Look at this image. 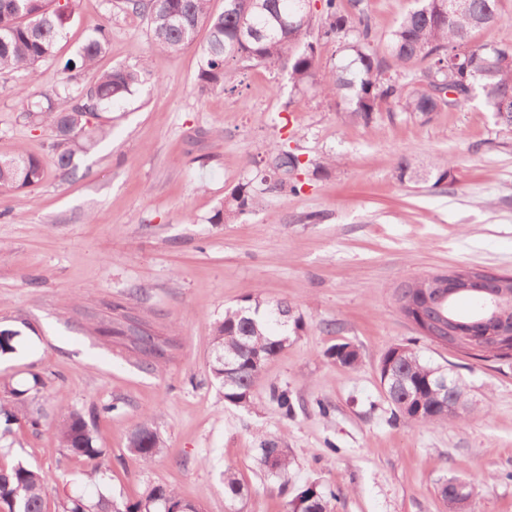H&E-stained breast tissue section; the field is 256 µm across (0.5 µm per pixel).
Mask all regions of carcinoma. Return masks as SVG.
I'll return each mask as SVG.
<instances>
[{"instance_id":"cac0c4a2","label":"carcinoma","mask_w":512,"mask_h":512,"mask_svg":"<svg viewBox=\"0 0 512 512\" xmlns=\"http://www.w3.org/2000/svg\"><path fill=\"white\" fill-rule=\"evenodd\" d=\"M76 0H0V70H33L55 59L56 46L73 15ZM353 0L357 12L348 11L340 0H323L324 22L311 37L312 16L307 0H224V11L215 14L210 0H121L120 9L144 17L153 43L169 52H179L193 44L199 29H208L197 74L203 89L226 88L228 65L256 63L288 70L296 90H312L336 99L350 120L371 124L385 105H393L413 118L427 119L442 107H459L480 100L492 112L496 123L512 130V44L474 45L471 33L481 27L509 22L500 0H413L392 29L385 48L371 40V21ZM323 39L334 40L346 62L328 71H317V46ZM110 42V28L95 26V37L81 49L78 58L60 64L62 87L72 94L73 105L56 111L51 98L33 104L26 113L32 125L50 130L55 137L51 162L67 174L75 170L74 159L89 150L97 138L108 133L99 122L100 111L125 98L142 84L150 70L147 63L136 68L115 67L101 73L95 82L82 88L71 87L75 75L96 66ZM456 94L448 98L446 92ZM45 160L23 149L11 156H0V189L25 191L44 179ZM269 174L263 178L265 191L286 188L302 190V163L299 156L277 145L271 147ZM401 181L426 182L435 178L438 186L451 177L449 164L436 171L414 163L411 155H401L395 166ZM260 203L252 183L239 184L210 218L214 224H232ZM420 280L406 282L402 295L420 303L422 312L433 323H444L441 315L465 323L451 345L462 347L477 359L512 360V343L492 347L484 339L487 325L471 326L472 314L459 308L474 298L466 293L448 300L442 309L433 294L423 296ZM292 313L286 302L271 304L252 291L242 304L224 311L213 324L209 372L224 391V400L238 406L251 404L252 388L262 368L288 347V333L270 330L272 314ZM105 336H123L128 346L146 365L169 357L170 344L152 329L131 319L121 305L112 306V319L100 326ZM326 356L344 367H353L359 353L349 343H336ZM232 374L224 375V363ZM379 377L390 372L383 383L396 416L421 425L448 419L444 410L449 392L464 393L459 380L447 369L425 362L412 347L395 344L381 355ZM281 413L293 411L286 389L272 391ZM59 442L72 458L92 464L90 479L96 480L106 450L95 445L84 416L73 411L57 430ZM129 452L144 465L161 453L158 433L148 424L139 425L129 439ZM260 462L268 473L288 480L290 459L274 437L258 448ZM224 494L231 500L243 495L235 475L224 472ZM48 483L42 471L28 464L0 466V512H47ZM181 499L163 485L151 487L144 498L118 503L103 495L90 505L82 495H71L62 503V512H164V505L177 506ZM289 512H327L326 495L315 485L299 490L289 502Z\"/></svg>"}]
</instances>
